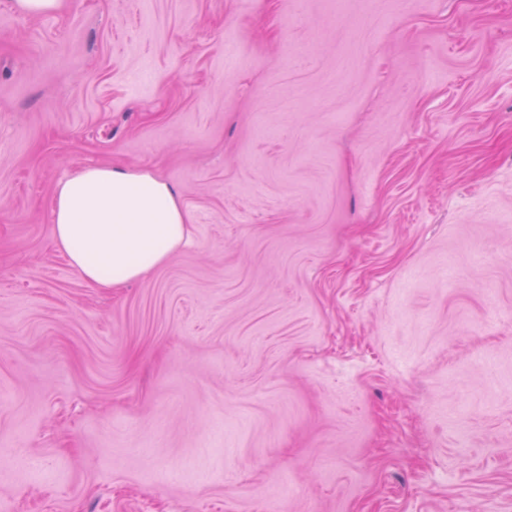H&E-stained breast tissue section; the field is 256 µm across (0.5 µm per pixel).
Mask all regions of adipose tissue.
<instances>
[{"instance_id":"adipose-tissue-1","label":"adipose tissue","mask_w":512,"mask_h":512,"mask_svg":"<svg viewBox=\"0 0 512 512\" xmlns=\"http://www.w3.org/2000/svg\"><path fill=\"white\" fill-rule=\"evenodd\" d=\"M56 248L92 287L110 290L146 276L184 247L191 223L179 194L147 170L89 165L53 195Z\"/></svg>"}]
</instances>
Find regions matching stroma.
Listing matches in <instances>:
<instances>
[{
  "mask_svg": "<svg viewBox=\"0 0 512 512\" xmlns=\"http://www.w3.org/2000/svg\"><path fill=\"white\" fill-rule=\"evenodd\" d=\"M97 164L192 224L113 291ZM0 512H512V0H0ZM62 0H15L17 11L25 15L38 16L56 12ZM56 248L94 288L146 276L184 247L191 223L179 194L147 170L89 165L53 195Z\"/></svg>",
  "mask_w": 512,
  "mask_h": 512,
  "instance_id": "35a3bbf8",
  "label": "stroma"
}]
</instances>
